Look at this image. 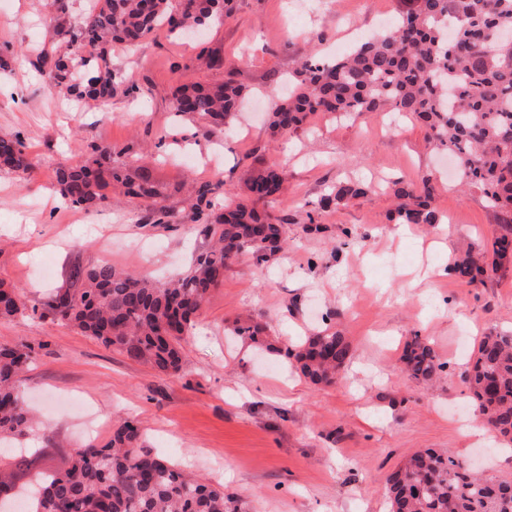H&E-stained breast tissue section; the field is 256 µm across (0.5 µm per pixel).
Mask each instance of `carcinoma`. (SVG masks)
Instances as JSON below:
<instances>
[{
    "mask_svg": "<svg viewBox=\"0 0 512 512\" xmlns=\"http://www.w3.org/2000/svg\"><path fill=\"white\" fill-rule=\"evenodd\" d=\"M384 33L359 41L334 57L316 55L288 77V93L269 116L272 133L299 128L322 112L347 116L389 108L424 123L437 150L448 151L461 171L460 185L478 190L499 209L502 224L491 250H466L452 266L468 283L506 270L512 257V0H412ZM53 28L70 36L67 45L43 48L36 63L48 85L86 97L101 107L112 98L98 89L116 90L112 43L137 45L164 26L174 38L192 28L221 25L231 0H93L78 22L68 0H50ZM246 91L231 78L193 83L176 89L173 109L204 122L211 136L224 130L240 111ZM131 147H92L78 163L60 162L55 178L64 200L89 210L120 189L148 203L147 224H165L172 213L157 201L148 171L133 177L123 156ZM3 167L19 180L29 179L35 163L19 139L0 138ZM285 166L260 169L246 184L245 197L213 209L205 185L190 203L191 220L203 224L206 246L188 267L169 281L153 280L98 264L78 268V287L67 288L46 302L53 320L151 365L176 374L184 360L182 341L211 293L224 282V270L242 257L263 261L282 248L288 214L271 211L279 201ZM360 181L340 182L314 203L328 212L367 194ZM427 178L417 184L396 181L400 224H439ZM28 308L19 286L0 282V319ZM265 327L238 322L231 333L256 347L265 346ZM301 375L315 386L336 382L351 358L347 338L338 331H317L292 354ZM28 341L0 345V447L33 430L34 415L19 388L20 375L33 362ZM412 379L434 384L446 376V363L433 344L419 336L407 341L401 357ZM465 380L476 411L490 431L512 443V332L490 330L474 345ZM389 512H512V475L467 471L445 450L427 449L410 456L389 475ZM24 500L23 512H237V502L177 464L144 448L138 427L129 419L112 426L109 439L91 441L76 451L61 474H47L26 493L0 498V512Z\"/></svg>",
    "mask_w": 512,
    "mask_h": 512,
    "instance_id": "1",
    "label": "carcinoma"
}]
</instances>
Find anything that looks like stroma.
Here are the masks:
<instances>
[{"mask_svg": "<svg viewBox=\"0 0 512 512\" xmlns=\"http://www.w3.org/2000/svg\"><path fill=\"white\" fill-rule=\"evenodd\" d=\"M410 0H235L204 41L158 29L139 45L112 46L122 90L111 116L95 102L52 91L33 62L54 40L45 0H0V137L21 138L36 168L30 181L0 169V281L24 288L42 306L70 287L73 265L113 266L154 280L182 272L204 239L187 203L211 185L215 206L235 203L257 167L288 164L278 205L292 215L283 249L262 264L244 258L224 273L186 336L174 375L102 346L51 317L0 320V344L36 343L20 388L38 411L37 432L0 450V467L31 486L42 471L67 468L88 440L106 442L112 425L131 419L147 449L223 487L241 512H386L385 485L415 452L444 448L488 473L512 472V451L495 435L469 434L474 409L462 379L476 340L512 330V268L467 283L448 266L464 245H491L500 215L479 191L461 192L446 154L428 130L388 109L348 118L314 113L296 131L271 135L267 91L311 49L351 43V27L377 33ZM225 67L207 69L202 49ZM233 68L250 98L223 133L204 136L196 118L175 114L177 85L214 82ZM129 147L130 170L147 168L173 224H146L144 207L110 193L93 210L46 192L58 162H77L90 145ZM431 175L443 223L392 220V182ZM353 177L371 182L366 197L316 215L326 190ZM266 327L271 348L233 342L235 321ZM340 330L352 355L336 382L316 387L286 358L305 336ZM431 340L448 364L443 383L427 386L402 371L405 343Z\"/></svg>", "mask_w": 512, "mask_h": 512, "instance_id": "obj_1", "label": "stroma"}]
</instances>
